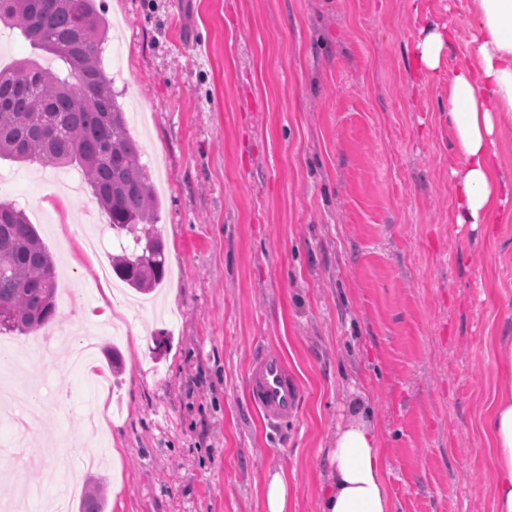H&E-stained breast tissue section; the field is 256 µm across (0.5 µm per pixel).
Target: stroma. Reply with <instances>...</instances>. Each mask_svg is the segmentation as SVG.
Masks as SVG:
<instances>
[{"instance_id":"stroma-1","label":"stroma","mask_w":512,"mask_h":512,"mask_svg":"<svg viewBox=\"0 0 512 512\" xmlns=\"http://www.w3.org/2000/svg\"><path fill=\"white\" fill-rule=\"evenodd\" d=\"M103 66L159 201L168 276L130 330L100 337L93 390L69 362L98 335L106 252H80L107 217L76 167L0 158V198L28 210L57 258L52 375L11 334L25 381L63 400L58 420L14 435L0 417V505L43 471L105 489V512H264L280 470L289 512H320L328 450L353 406L369 412L393 512H489L478 413L498 382L490 339L512 334V212L497 238L456 223L448 83L467 55L469 0H99ZM429 22L457 37L442 70L415 75ZM57 70L0 25V69ZM141 335H134V328ZM279 354L299 383L293 417L252 404L255 359ZM102 409L106 431L86 425ZM107 440L103 468L84 454Z\"/></svg>"}]
</instances>
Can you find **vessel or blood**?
<instances>
[{
	"label": "vessel or blood",
	"instance_id": "1",
	"mask_svg": "<svg viewBox=\"0 0 512 512\" xmlns=\"http://www.w3.org/2000/svg\"><path fill=\"white\" fill-rule=\"evenodd\" d=\"M249 387L254 406L272 423L288 419L299 403V385L284 360L275 354L262 355L255 361Z\"/></svg>",
	"mask_w": 512,
	"mask_h": 512
}]
</instances>
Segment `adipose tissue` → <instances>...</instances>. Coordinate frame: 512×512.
<instances>
[{"label": "adipose tissue", "instance_id": "ef3b65f1", "mask_svg": "<svg viewBox=\"0 0 512 512\" xmlns=\"http://www.w3.org/2000/svg\"><path fill=\"white\" fill-rule=\"evenodd\" d=\"M473 29L468 59L448 87V125L462 160L456 173L455 220L482 225L495 237L494 215L512 206V180L501 172L495 142L512 120V0H470ZM452 30L422 29L414 47L422 72L439 71ZM498 385L478 428L492 476L490 512H512V336L492 339ZM322 512H392L386 459L376 430L364 420L336 431Z\"/></svg>", "mask_w": 512, "mask_h": 512}]
</instances>
